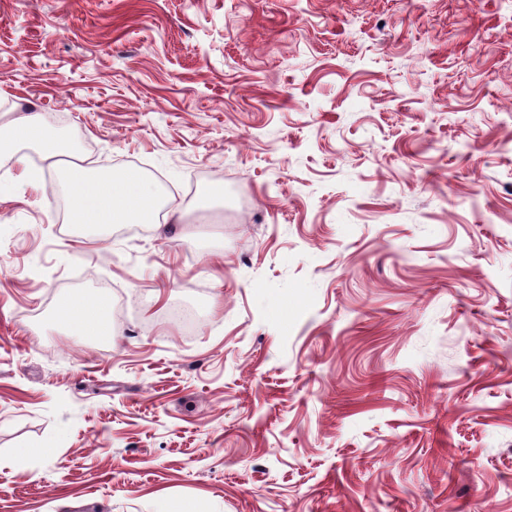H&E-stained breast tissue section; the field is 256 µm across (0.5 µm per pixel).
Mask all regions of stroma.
Masks as SVG:
<instances>
[{
  "label": "stroma",
  "mask_w": 512,
  "mask_h": 512,
  "mask_svg": "<svg viewBox=\"0 0 512 512\" xmlns=\"http://www.w3.org/2000/svg\"><path fill=\"white\" fill-rule=\"evenodd\" d=\"M27 108L187 235L0 163V512H512V0H0ZM65 187L73 201L72 223L98 230L117 224H158L166 208L159 191L135 169L94 176L74 164L66 169ZM107 310L103 301L78 297L63 301L56 317L71 336H111Z\"/></svg>",
  "instance_id": "35a3bbf8"
}]
</instances>
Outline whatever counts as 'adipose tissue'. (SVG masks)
<instances>
[{
  "instance_id": "adipose-tissue-1",
  "label": "adipose tissue",
  "mask_w": 512,
  "mask_h": 512,
  "mask_svg": "<svg viewBox=\"0 0 512 512\" xmlns=\"http://www.w3.org/2000/svg\"><path fill=\"white\" fill-rule=\"evenodd\" d=\"M5 146L34 143L46 158L70 155L67 140L47 135L38 112L27 110L0 132ZM65 186L73 201L72 221L105 230L117 224H152L172 221L174 210L166 208L158 190L139 171L128 169L113 176H94L88 168L74 164L67 168ZM105 302L87 298L63 301L57 319L72 336H108L112 328Z\"/></svg>"
}]
</instances>
